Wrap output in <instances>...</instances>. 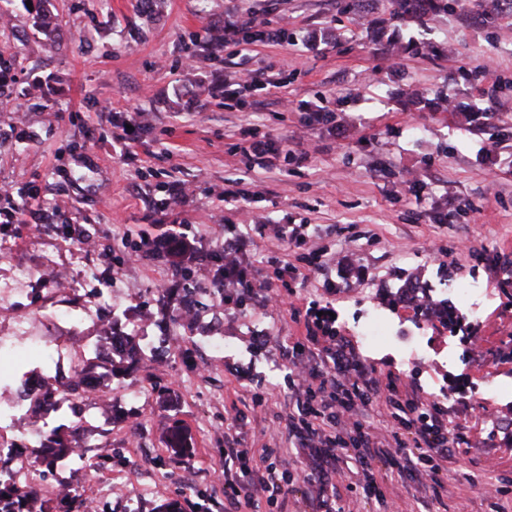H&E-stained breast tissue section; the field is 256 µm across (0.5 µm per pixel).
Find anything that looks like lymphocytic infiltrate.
<instances>
[{
    "instance_id": "obj_1",
    "label": "lymphocytic infiltrate",
    "mask_w": 512,
    "mask_h": 512,
    "mask_svg": "<svg viewBox=\"0 0 512 512\" xmlns=\"http://www.w3.org/2000/svg\"><path fill=\"white\" fill-rule=\"evenodd\" d=\"M236 245L226 246L215 254L217 269L211 280L220 297L230 296L232 290L248 280V272L238 259ZM317 348L325 355L321 367L300 374L298 387L304 394L299 416L288 417L287 425L302 432L309 441L319 443L329 453L355 452L363 469H370L374 459L384 457L402 464L412 475L424 480L426 486L443 484L444 460L452 455L448 431L442 421L439 403H424L417 396L403 391L393 376L377 375L362 361L348 356L337 348L332 333L317 334L307 330L297 337L288 353L298 358L305 350ZM375 402L384 403L394 422L393 443L379 447L373 434L358 420L362 408ZM351 430V440H344L343 430ZM276 451L263 449L254 453L250 448H228L224 455L235 463L254 462L260 476L257 482L241 486L233 479L224 481V497L240 512L251 506L256 495L262 494L274 503L278 512L288 505V487L300 481L312 482V474H295L274 467L271 458Z\"/></svg>"
}]
</instances>
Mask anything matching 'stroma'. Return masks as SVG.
<instances>
[{"mask_svg":"<svg viewBox=\"0 0 512 512\" xmlns=\"http://www.w3.org/2000/svg\"><path fill=\"white\" fill-rule=\"evenodd\" d=\"M387 0H165L161 11L137 0H11L0 8V75L12 92L0 109V283L16 267L40 273L53 262L87 293L109 289L119 312L100 310L80 326L94 339L101 323L116 334L158 339L136 368L114 359L112 408L80 439L105 465L92 474L47 472L53 486L93 477L96 512H225L217 472L228 448H274L278 468L306 469L288 512H512V493L487 488L512 477V8L496 26L477 0L451 12L392 22ZM385 19L401 42L425 40L437 52L391 55L371 22ZM282 30L284 40L213 35L245 22ZM247 71L261 87H240ZM450 95L468 112L423 110L409 94ZM333 113V123L312 120ZM148 123L129 146L113 141L135 115ZM281 141L284 152L259 163L243 150L244 128ZM418 179L411 187L410 179ZM193 196L161 209L172 186ZM239 196L225 201V189ZM36 210L40 233L10 222ZM179 224L195 243L181 261L154 251L162 225ZM306 225L319 269L291 274L281 260L301 249L268 227ZM97 241L83 253L66 230ZM242 243L250 284L230 300L214 293L213 254ZM468 277L492 296L472 334L479 349L438 316L398 301L408 282L438 301ZM285 299L262 305L265 282ZM194 300L193 322L161 319L162 286ZM333 314L325 330L382 375L422 401L440 403L454 454L434 490L402 477L397 464L352 459L311 447L286 427L302 397L293 388L288 345L305 335L316 309ZM379 308L398 336H422L428 361L405 363L398 348L368 349L359 319ZM220 333L232 353L210 351ZM509 392L485 401L487 379ZM138 390L133 401L128 391ZM383 497L365 492L367 479Z\"/></svg>","mask_w":512,"mask_h":512,"instance_id":"obj_1","label":"stroma"}]
</instances>
